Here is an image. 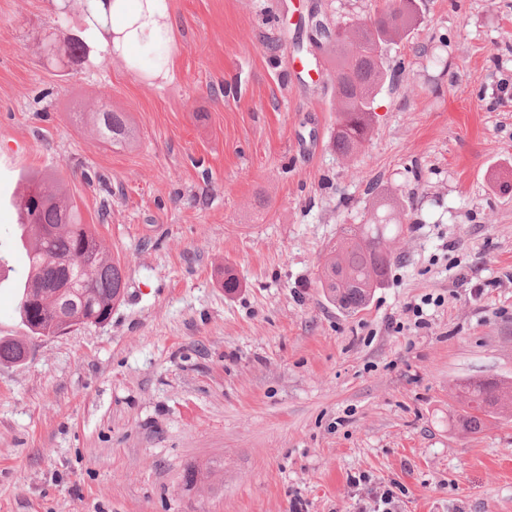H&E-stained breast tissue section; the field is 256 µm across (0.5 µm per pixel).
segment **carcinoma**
I'll return each mask as SVG.
<instances>
[{"mask_svg":"<svg viewBox=\"0 0 512 512\" xmlns=\"http://www.w3.org/2000/svg\"><path fill=\"white\" fill-rule=\"evenodd\" d=\"M102 0L105 16L91 10L82 20L88 29L105 31L111 27L108 4ZM374 25L364 20L348 21L341 34L321 37L332 68L348 72L346 80L335 85L338 120L334 135L336 152L348 156L367 140L373 121L377 90L387 80L388 71L381 58V45L407 34L416 25L413 14L387 5L378 13ZM53 44L46 57L65 56L80 62L88 45L74 39L64 46ZM97 136L114 145L127 146L134 140V130L124 112L86 113ZM21 199L38 196L34 208L18 214V224L27 229L26 277L19 284L18 311L23 323L35 336H45L56 325V307H66L70 314L83 313L108 321L112 310L124 298L125 279L119 260L102 249L92 229L81 223L77 207L54 185L50 172L21 177ZM393 229L387 216L376 214L365 224H351L342 229L336 246L321 267L320 287L325 297L345 311L364 307L374 288L384 280L392 254L386 247ZM27 353L21 339H0V362L18 364ZM512 398V388L496 382L474 381L461 388L464 417L462 426L477 432L492 409H502Z\"/></svg>","mask_w":512,"mask_h":512,"instance_id":"cac0c4a2","label":"carcinoma"}]
</instances>
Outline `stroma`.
<instances>
[{
	"mask_svg": "<svg viewBox=\"0 0 512 512\" xmlns=\"http://www.w3.org/2000/svg\"><path fill=\"white\" fill-rule=\"evenodd\" d=\"M55 3L0 0V337H28L19 173H54L126 287L0 363V512H359L382 484L393 512H512V410L473 434L456 400L512 385V0H418L350 156L311 20L385 0H166L165 41L103 66L46 60L80 32ZM102 95L134 147L75 121ZM379 191L395 261L347 313L318 274Z\"/></svg>",
	"mask_w": 512,
	"mask_h": 512,
	"instance_id": "1",
	"label": "stroma"
}]
</instances>
